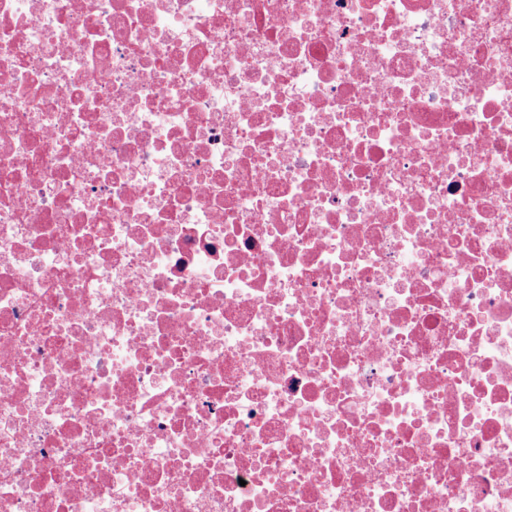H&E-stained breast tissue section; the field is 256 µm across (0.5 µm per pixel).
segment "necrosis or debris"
I'll use <instances>...</instances> for the list:
<instances>
[{
	"label": "necrosis or debris",
	"instance_id": "obj_1",
	"mask_svg": "<svg viewBox=\"0 0 512 512\" xmlns=\"http://www.w3.org/2000/svg\"><path fill=\"white\" fill-rule=\"evenodd\" d=\"M0 512H512V0H0Z\"/></svg>",
	"mask_w": 512,
	"mask_h": 512
}]
</instances>
